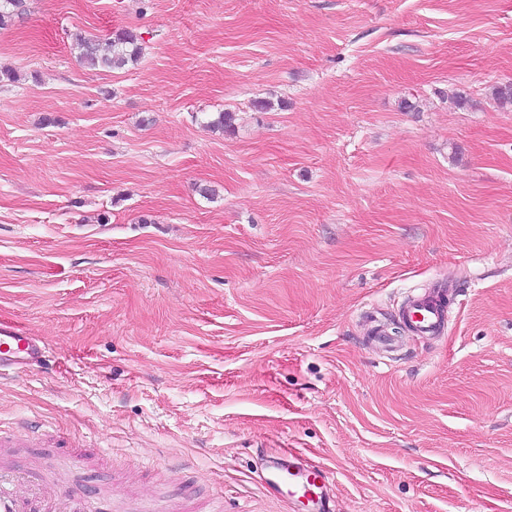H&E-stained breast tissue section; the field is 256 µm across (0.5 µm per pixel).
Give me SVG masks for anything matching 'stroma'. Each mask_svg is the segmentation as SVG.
<instances>
[{"label":"stroma","instance_id":"35a3bbf8","mask_svg":"<svg viewBox=\"0 0 512 512\" xmlns=\"http://www.w3.org/2000/svg\"><path fill=\"white\" fill-rule=\"evenodd\" d=\"M24 5L0 321L46 360L0 376V467L99 512H306L258 477L291 457L330 512H512V0ZM137 41V36L133 32L124 30L115 35L108 52H102L99 45L92 39L81 40L78 48L80 57L92 67L121 68L129 60L133 61L138 57ZM445 284H436L429 294L412 297L405 304L402 317L410 323L417 336H438L444 326V310L439 296L445 293Z\"/></svg>","mask_w":512,"mask_h":512}]
</instances>
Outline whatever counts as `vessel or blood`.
<instances>
[{
    "label": "vessel or blood",
    "mask_w": 512,
    "mask_h": 512,
    "mask_svg": "<svg viewBox=\"0 0 512 512\" xmlns=\"http://www.w3.org/2000/svg\"><path fill=\"white\" fill-rule=\"evenodd\" d=\"M444 284L420 297H412L405 304L402 316L418 336L439 335L444 326V310L439 296ZM44 357L42 340L13 326L0 325V372L24 370L39 364ZM329 473L313 466L303 468L298 460L279 463L264 478L268 490L284 499L303 498L313 512H325ZM43 491L20 472L0 470V512H32V504Z\"/></svg>",
    "instance_id": "1"
}]
</instances>
